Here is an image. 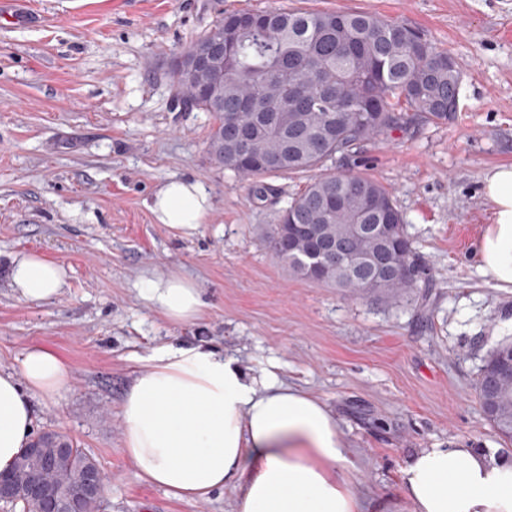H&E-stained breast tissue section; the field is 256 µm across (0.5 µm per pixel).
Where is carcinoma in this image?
<instances>
[{
  "mask_svg": "<svg viewBox=\"0 0 512 512\" xmlns=\"http://www.w3.org/2000/svg\"><path fill=\"white\" fill-rule=\"evenodd\" d=\"M268 25L245 23L257 13L219 17L187 45L174 71L177 94L192 110L213 117L208 150L214 161L243 178L304 172L336 155L349 156L393 131L422 122L443 123L458 112L463 73L458 62L412 28L369 12L273 9ZM224 32V74L218 101L199 93L186 69L190 57ZM306 233L288 237L289 226ZM360 224H396L392 238L359 239ZM276 257L307 277L305 258L317 244H341L349 258L324 282L346 291L395 301L418 280L398 275L419 265L404 232V219L389 191L362 175L326 173L315 178L282 213L268 235ZM389 275L373 288L372 267ZM512 337L491 353L478 382L497 397L489 421L512 442ZM96 461L78 446L53 468L19 456L11 472L20 481L59 489L81 485V472Z\"/></svg>",
  "mask_w": 512,
  "mask_h": 512,
  "instance_id": "obj_1",
  "label": "carcinoma"
}]
</instances>
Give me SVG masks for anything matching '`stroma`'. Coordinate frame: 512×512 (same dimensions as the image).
<instances>
[{"instance_id": "obj_1", "label": "stroma", "mask_w": 512, "mask_h": 512, "mask_svg": "<svg viewBox=\"0 0 512 512\" xmlns=\"http://www.w3.org/2000/svg\"><path fill=\"white\" fill-rule=\"evenodd\" d=\"M38 22L0 16V370L29 346L54 349L69 382L33 402L106 478L97 512H233V487L202 501L145 483L124 457L120 404L167 344H206L249 375L276 373L336 418L376 512H400L402 469L422 448L512 457L477 399L482 366L512 336V288L478 269L492 208L481 186L512 164V0H33ZM361 10L403 23L462 67L445 124L393 133L335 158L332 172L388 189L424 267L390 304L293 275L266 238L311 173L243 180L211 161L208 113L176 108L172 66L217 10ZM173 177L208 193L205 224L154 223V190ZM64 267L60 293L30 303L10 288L11 254ZM171 272L205 303L168 322L139 282Z\"/></svg>"}]
</instances>
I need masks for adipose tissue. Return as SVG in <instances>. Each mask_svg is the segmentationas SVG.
<instances>
[{
  "mask_svg": "<svg viewBox=\"0 0 512 512\" xmlns=\"http://www.w3.org/2000/svg\"><path fill=\"white\" fill-rule=\"evenodd\" d=\"M482 193L493 219L478 242L479 270L512 288V165L490 170ZM211 209L198 181L172 178L155 192L156 223L196 230ZM10 285L26 301L57 296L65 270L30 252L10 261ZM141 293L173 324L198 320L204 302L192 279L172 272ZM124 394L123 454L145 482L181 500L234 486V512H371L367 492L334 416L269 371L247 375L203 345L163 347ZM68 368L51 349L24 350L18 372L0 370V471L33 432L32 401L51 398ZM409 512H512V459L473 448H423L402 471Z\"/></svg>",
  "mask_w": 512,
  "mask_h": 512,
  "instance_id": "obj_1",
  "label": "adipose tissue"
}]
</instances>
